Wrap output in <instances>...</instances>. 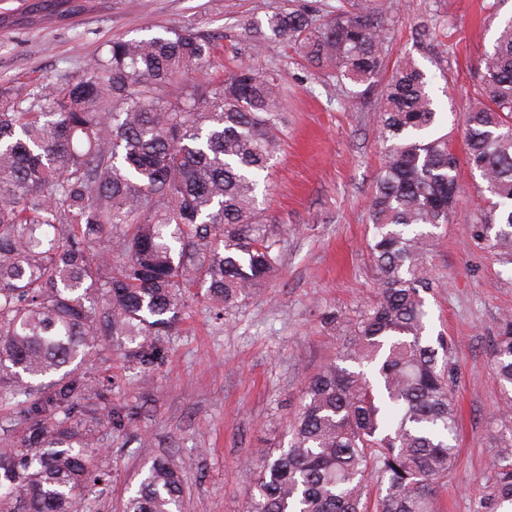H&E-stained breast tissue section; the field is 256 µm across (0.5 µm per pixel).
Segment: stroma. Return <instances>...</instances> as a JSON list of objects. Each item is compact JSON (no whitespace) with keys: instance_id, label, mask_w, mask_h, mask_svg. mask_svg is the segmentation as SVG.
Wrapping results in <instances>:
<instances>
[{"instance_id":"stroma-1","label":"stroma","mask_w":512,"mask_h":512,"mask_svg":"<svg viewBox=\"0 0 512 512\" xmlns=\"http://www.w3.org/2000/svg\"><path fill=\"white\" fill-rule=\"evenodd\" d=\"M383 24L387 67L411 59L431 77L442 130L452 132L464 188L460 213L473 212L480 178L464 162L463 113L480 62L493 47L512 0H389ZM337 0H0V84L26 95L48 80L81 74L112 39L189 28L217 45L215 64L192 69L187 83L249 64L280 76L284 140L269 183L258 187L280 254L279 273L251 297L215 316L207 303L182 313L164 363L138 369L111 346L97 348L85 372L105 382V403L132 408L120 431L94 425L102 452L94 468L111 479L92 486L87 512H122L141 469L153 458H192L184 512H244L256 448L288 443L304 381L336 357L344 337L328 314L351 313L374 296L368 199L382 162L380 90L358 94L330 69L274 40L267 18L312 8L329 18ZM431 26L418 37L414 29ZM430 257L439 283L427 294L432 333L453 337L461 413L456 469L437 490L440 512H483L492 456L489 341L503 308H512V263L475 246L466 222L436 229Z\"/></svg>"}]
</instances>
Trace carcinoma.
Returning a JSON list of instances; mask_svg holds the SVG:
<instances>
[{
    "label": "carcinoma",
    "mask_w": 512,
    "mask_h": 512,
    "mask_svg": "<svg viewBox=\"0 0 512 512\" xmlns=\"http://www.w3.org/2000/svg\"><path fill=\"white\" fill-rule=\"evenodd\" d=\"M382 0H339L336 16L278 12L280 41L339 82H380L388 37ZM216 45L188 29L117 38L82 74L29 97L0 87V405L21 437L0 447V512H81L94 470L82 403L103 389L82 366L102 344L134 367L164 363L163 337L206 289L216 307L247 298L278 269L256 190L283 140L279 74L252 65L219 81L182 77ZM464 115L467 163L486 205L456 210L450 133L438 131L430 79L399 64L383 86L384 159L368 210L375 299L334 314L349 339L308 377L288 447L247 458L245 512H439L455 469V343L431 338L434 229L459 219L473 244L512 261V18L485 53ZM501 392L486 512H512V310L490 344ZM48 377L45 391L30 380ZM100 420L125 427L123 406ZM186 462L151 460L123 512H183ZM378 486L370 496L371 486Z\"/></svg>",
    "instance_id": "obj_1"
}]
</instances>
